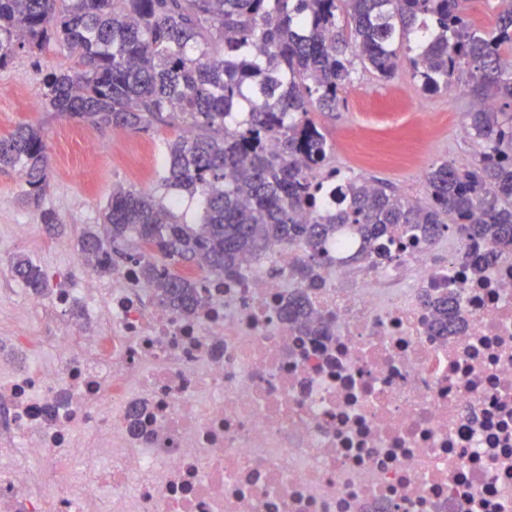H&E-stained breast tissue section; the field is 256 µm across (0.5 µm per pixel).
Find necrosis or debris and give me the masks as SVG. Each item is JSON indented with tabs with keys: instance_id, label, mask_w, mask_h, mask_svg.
<instances>
[{
	"instance_id": "necrosis-or-debris-1",
	"label": "necrosis or debris",
	"mask_w": 512,
	"mask_h": 512,
	"mask_svg": "<svg viewBox=\"0 0 512 512\" xmlns=\"http://www.w3.org/2000/svg\"><path fill=\"white\" fill-rule=\"evenodd\" d=\"M473 249L456 233L306 290L279 245L188 316L134 264L21 289L44 335L0 336V512H512V251ZM301 289L321 334L279 318ZM452 291L461 322L434 335ZM460 295L454 294L434 302L435 329L440 335H448V314H452L460 306Z\"/></svg>"
}]
</instances>
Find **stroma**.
<instances>
[{
  "label": "stroma",
  "mask_w": 512,
  "mask_h": 512,
  "mask_svg": "<svg viewBox=\"0 0 512 512\" xmlns=\"http://www.w3.org/2000/svg\"><path fill=\"white\" fill-rule=\"evenodd\" d=\"M62 60L56 49L38 56L17 54L0 69V136L18 125L42 127L50 157L49 187L40 205L25 202V183L11 169H0V334L16 330L41 335L38 317L19 319L13 290L21 282L11 271L15 256L24 255L54 276L87 274L79 252L85 228L101 223L116 185L150 188L157 179L154 160L165 152L177 129L158 127L149 132L95 129L45 111L41 105V70ZM471 96L464 89L450 95L423 94L409 64H401L394 78L379 81L357 70L345 101L335 115L314 113L332 143V164L338 170L390 184L401 197L426 201L425 173L445 160L474 157L465 135V112ZM94 142L96 151L82 155L81 139ZM44 209L56 211L63 233L48 232L40 221ZM28 227L25 237L12 238L15 225Z\"/></svg>",
  "instance_id": "obj_1"
}]
</instances>
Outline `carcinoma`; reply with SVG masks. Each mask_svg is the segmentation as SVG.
Here are the masks:
<instances>
[{
    "mask_svg": "<svg viewBox=\"0 0 512 512\" xmlns=\"http://www.w3.org/2000/svg\"><path fill=\"white\" fill-rule=\"evenodd\" d=\"M490 10L480 27L463 0H0V69L53 45L69 63L42 76L48 111L99 129L182 130L152 188L112 189L81 254L102 276L139 264L161 303L190 312L198 283L183 269L202 259L205 277L222 278L277 243L301 249L311 286L340 263L331 247L344 235L359 245L350 261L378 265L404 241L453 229L482 246L477 267L512 247V0ZM404 60L425 94L463 85L487 104L465 113L475 162L432 166L424 203L330 166L333 145L312 118L337 110L355 66L389 81ZM0 167L19 170L39 203L50 168L42 128L1 136ZM11 270L48 287L26 257ZM460 302H434L439 334ZM282 312L305 322V296Z\"/></svg>",
    "mask_w": 512,
    "mask_h": 512,
    "instance_id": "carcinoma-1",
    "label": "carcinoma"
}]
</instances>
